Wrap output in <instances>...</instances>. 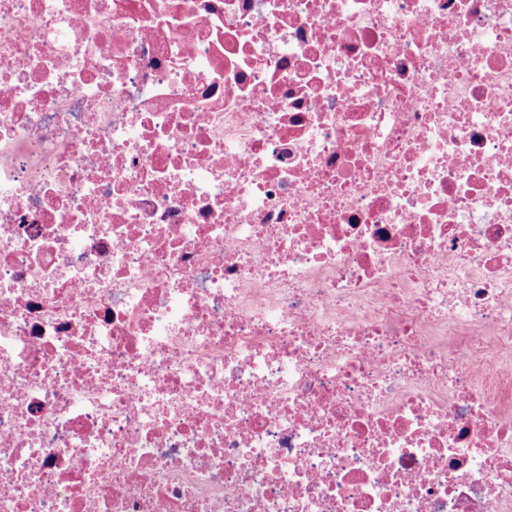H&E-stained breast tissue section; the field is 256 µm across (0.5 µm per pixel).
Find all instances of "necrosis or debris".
<instances>
[{"instance_id":"necrosis-or-debris-1","label":"necrosis or debris","mask_w":512,"mask_h":512,"mask_svg":"<svg viewBox=\"0 0 512 512\" xmlns=\"http://www.w3.org/2000/svg\"><path fill=\"white\" fill-rule=\"evenodd\" d=\"M0 512H512V0H0Z\"/></svg>"}]
</instances>
